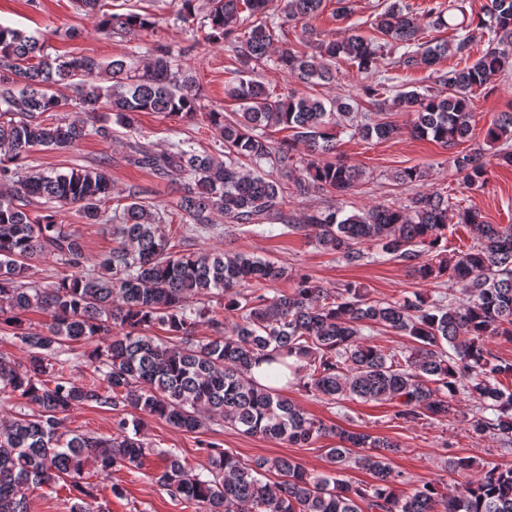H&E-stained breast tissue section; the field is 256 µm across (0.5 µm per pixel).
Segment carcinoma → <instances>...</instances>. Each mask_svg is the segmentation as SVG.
<instances>
[{
    "label": "carcinoma",
    "mask_w": 512,
    "mask_h": 512,
    "mask_svg": "<svg viewBox=\"0 0 512 512\" xmlns=\"http://www.w3.org/2000/svg\"><path fill=\"white\" fill-rule=\"evenodd\" d=\"M103 2L76 0L105 35L124 37L156 26L150 13L109 14ZM177 4V21L207 27L209 41L232 46L239 68L225 94L240 104L234 120L222 110L207 112L224 147L222 159L185 140L162 153L139 142L130 148L128 164L159 178L180 177L174 206L180 228L204 235L224 231L219 217L238 229L280 220L348 265L361 264L365 246L378 245L428 284L461 286L466 301L417 292L376 300L351 284L327 288L304 273L290 276L286 268L251 254L180 253L164 214L136 189L119 188L105 161L67 173L22 174L35 148H73L91 133L108 139L112 125L131 129L142 112L192 117L201 102L193 79L166 46L145 47L150 58L141 68L122 58L108 64L92 57L53 58L37 38L0 25V182L8 185L0 194V326L6 330L0 343L19 344L28 355L23 367L0 356V394L25 400L0 423V512H29L26 488L47 486L57 495L61 482L76 491L70 512H89L85 498L91 491L81 485L88 459L110 474L139 469L151 454L163 462L152 479L195 504L196 512H512V466L484 468L470 457H449L448 473L463 481L424 482L401 495L397 488L410 479L390 463L395 442L329 427L285 393L296 385L331 405L355 397L390 402L405 422L453 416L479 439L498 438L511 454L512 362L495 355L482 337L512 336V224H489L475 204L464 207L447 195L422 191L398 205L352 214L338 206L296 222L283 213L286 190L280 181L300 143L307 158L292 194L321 189L347 195L362 170L320 156L336 150L338 127L352 138H393L400 127L384 111L410 113V132L417 138L430 137L450 149L468 141L472 92L512 66V0H486L476 16L460 3L450 4L448 10L461 14L458 23L434 6L424 25L394 0L371 23L387 38L383 45L351 34L315 46L304 38L292 49L278 46L279 33L290 22L315 18L326 0ZM245 12L253 22L242 31ZM426 27L455 35L424 42ZM471 27L488 36L487 48L474 60L473 39L465 34ZM448 55L457 63L438 68ZM341 61L362 73L425 69L432 85L390 98L385 94L392 90L391 79L366 86L369 106L381 115L376 120L354 112L345 100L326 104L293 88L278 93L244 78L273 65L290 82L331 83ZM61 84L74 88L73 102L56 94ZM68 104L85 118L57 117ZM282 130L290 131L288 139H273ZM484 139H512V113L493 119ZM453 165L466 188L483 186L487 161L481 153L458 151ZM115 198L126 204L110 213L103 209ZM36 199L44 200L48 213L33 219L26 207ZM73 208L87 224H112V250L95 268L87 267L77 232L61 225V212ZM452 221L468 228L472 243L450 254L442 240ZM43 255L55 258L67 274L46 286L26 282L30 262ZM288 277L289 290L266 288ZM214 292L224 297L223 311L212 309L207 317L200 303ZM30 311L46 316L42 328L26 325ZM203 317L216 335L200 340L193 330ZM157 325L167 329L168 340L150 334ZM365 329L409 337V354L400 359L363 342ZM94 337L103 346L89 356L91 374L79 384L68 376L73 344ZM260 358L272 364L268 378L284 376L285 385L264 386L251 378L250 368ZM471 400L479 407L463 410L461 403ZM84 403L115 412L112 435L59 432L62 415ZM129 408L192 433L217 424L294 446L331 436L334 467L364 469L374 482H351L335 472L313 476L286 457L244 459L210 442L209 467L197 473L176 449H152L139 433H129Z\"/></svg>",
    "instance_id": "cac0c4a2"
}]
</instances>
